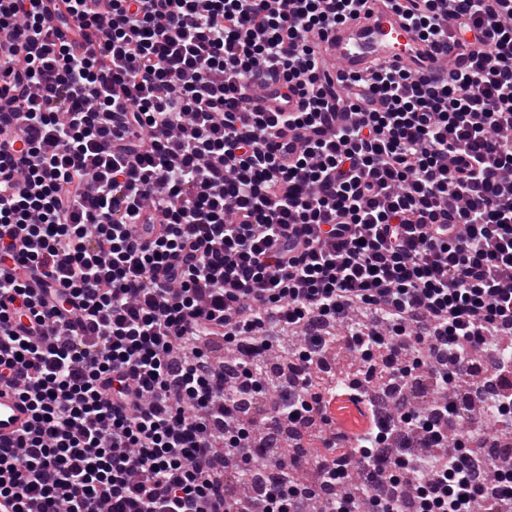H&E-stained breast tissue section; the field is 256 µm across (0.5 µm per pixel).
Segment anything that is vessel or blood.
<instances>
[{"instance_id":"vessel-or-blood-1","label":"vessel or blood","mask_w":512,"mask_h":512,"mask_svg":"<svg viewBox=\"0 0 512 512\" xmlns=\"http://www.w3.org/2000/svg\"><path fill=\"white\" fill-rule=\"evenodd\" d=\"M310 40L322 62L323 78L338 87L378 63H400L415 75L434 78L462 67L468 57L467 49L457 44L442 49L422 40L388 0H368L365 13L313 34ZM298 102L296 95H283L280 83L274 82L266 85L253 106L264 112H291ZM29 421L28 407L16 391L0 385V438L15 437Z\"/></svg>"}]
</instances>
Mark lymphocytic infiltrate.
<instances>
[{
	"label": "lymphocytic infiltrate",
	"instance_id": "obj_1",
	"mask_svg": "<svg viewBox=\"0 0 512 512\" xmlns=\"http://www.w3.org/2000/svg\"><path fill=\"white\" fill-rule=\"evenodd\" d=\"M390 2L424 40L458 28L468 65L435 82L381 67L338 94L308 36L365 0H0V384L32 414L0 441L12 512H230L229 457L245 482L254 459L277 469L263 512H306L317 493L280 469L278 428L372 393L271 387L265 365L288 327L290 364L320 367L340 323L378 380L435 397L370 413L322 488L354 458L368 512H512V448L485 493L459 411L481 386L512 434V360L488 350L512 337V0ZM269 78L299 111L248 109ZM41 272L52 287H31ZM66 312L90 336L59 329ZM215 337L231 362L204 351Z\"/></svg>",
	"mask_w": 512,
	"mask_h": 512
}]
</instances>
